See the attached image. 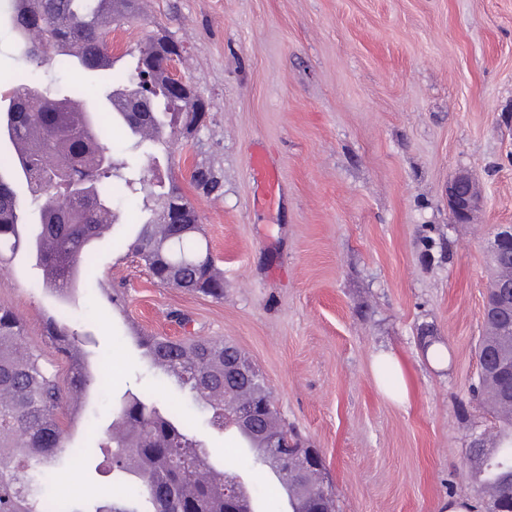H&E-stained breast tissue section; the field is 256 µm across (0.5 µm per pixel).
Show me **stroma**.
I'll return each instance as SVG.
<instances>
[{"instance_id": "1", "label": "stroma", "mask_w": 512, "mask_h": 512, "mask_svg": "<svg viewBox=\"0 0 512 512\" xmlns=\"http://www.w3.org/2000/svg\"><path fill=\"white\" fill-rule=\"evenodd\" d=\"M186 44L177 70L210 102L198 140L178 142L163 176L213 170L221 195L191 192L224 274V297L154 282L121 240L137 203L103 225L94 271L70 303L89 333L91 388L62 427L72 445L106 424L112 401L142 388L185 396L138 355L136 336L188 334L233 344L264 376L282 418L320 449L336 512H480L470 479L472 432L493 426L472 401L497 229L512 225V0H149L112 32L114 78L156 28ZM0 21V106L20 73ZM275 165L259 200L251 158ZM485 196L473 223H453L459 171ZM24 253L0 263V304L27 342L66 376L42 324L60 305ZM124 295L121 305L108 294ZM398 360L406 400L380 382L379 352ZM107 469L62 473L57 493L83 501Z\"/></svg>"}]
</instances>
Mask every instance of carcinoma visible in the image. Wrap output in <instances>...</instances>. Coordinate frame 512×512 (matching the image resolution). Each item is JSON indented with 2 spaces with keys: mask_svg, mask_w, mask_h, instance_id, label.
<instances>
[{
  "mask_svg": "<svg viewBox=\"0 0 512 512\" xmlns=\"http://www.w3.org/2000/svg\"><path fill=\"white\" fill-rule=\"evenodd\" d=\"M143 0H7L6 7L22 57L41 67L50 62L58 70L79 66L99 77L93 87L64 85L56 79L25 77L16 81L10 104L0 113L9 129V154L0 155V262L20 251L35 257L42 267L41 287L66 297L81 275L93 269V243L103 224L116 222L119 199L113 186L141 199L148 218L139 225L127 249L156 283L224 299V277L216 269L201 225L183 213L184 233L174 236L165 214L179 201L174 185L153 186L150 167L132 153L158 145L170 148V118L188 112H208L209 103L197 97L172 100L165 92V55L171 49L155 39L138 48L134 70L112 79V52L107 36L112 25L136 18ZM152 70L159 93L153 95L146 118L136 112L140 88L135 79ZM131 133V154L117 155L109 141L112 127ZM82 188L68 194L65 184ZM206 194L217 193L221 181L208 168L194 176ZM26 184L29 205L37 224L29 233L19 222L23 207L15 184ZM66 304L45 322L43 335L67 365L68 390L49 369L41 352L27 346L23 321L0 305V512H226L224 488H240L236 470L266 466L283 468L268 439L278 437L292 448L288 475L281 476L288 491V512H336L332 484L314 490L313 472L305 458L313 449L303 446L281 422L271 392L262 377L237 381L224 378V362L241 351L217 339L191 336L159 339L137 336L135 341L150 365L186 391L208 422L224 428L238 422L237 405L262 402L266 411L255 427L241 428L247 448L234 459L213 465L197 439L199 419L186 408L166 404L147 391H127L112 408L109 444L69 448L59 414L66 403H76L92 386L107 382L90 368L83 340L71 328ZM476 354L478 381L472 395L482 401L498 424L487 460L470 468L483 512H512V397L502 394L507 382L482 361L489 352L512 350V335L504 336L498 322H483ZM103 455L115 479L109 494L86 500L81 508L51 494L63 462L85 464Z\"/></svg>",
  "mask_w": 512,
  "mask_h": 512,
  "instance_id": "cac0c4a2",
  "label": "carcinoma"
}]
</instances>
